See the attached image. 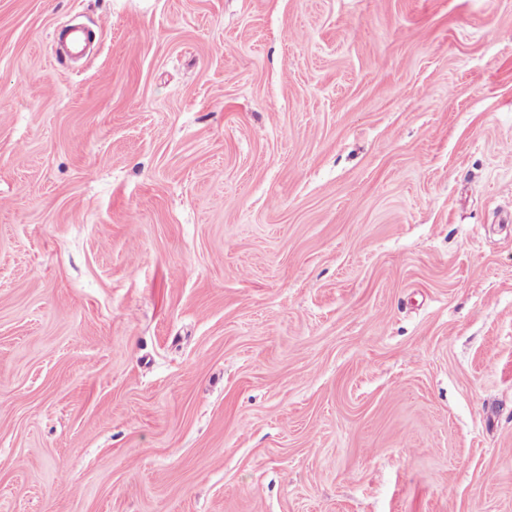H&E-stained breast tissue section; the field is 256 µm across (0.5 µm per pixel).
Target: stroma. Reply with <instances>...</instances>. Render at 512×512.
Returning a JSON list of instances; mask_svg holds the SVG:
<instances>
[{"label":"stroma","mask_w":512,"mask_h":512,"mask_svg":"<svg viewBox=\"0 0 512 512\" xmlns=\"http://www.w3.org/2000/svg\"><path fill=\"white\" fill-rule=\"evenodd\" d=\"M0 512H512V0H0Z\"/></svg>","instance_id":"stroma-1"}]
</instances>
